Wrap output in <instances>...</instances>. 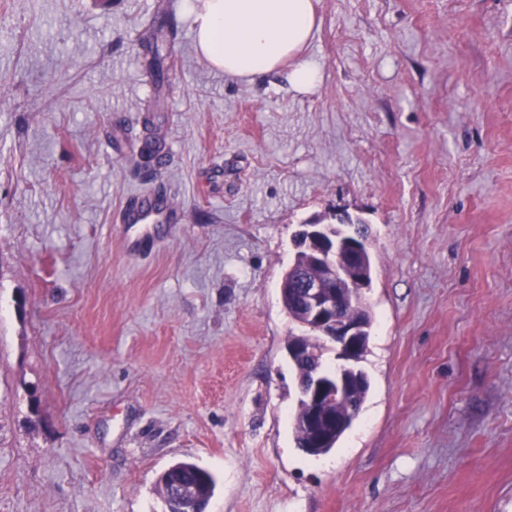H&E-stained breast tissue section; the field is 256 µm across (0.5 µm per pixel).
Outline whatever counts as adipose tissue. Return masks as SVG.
Masks as SVG:
<instances>
[{"label":"adipose tissue","mask_w":512,"mask_h":512,"mask_svg":"<svg viewBox=\"0 0 512 512\" xmlns=\"http://www.w3.org/2000/svg\"><path fill=\"white\" fill-rule=\"evenodd\" d=\"M196 48L235 80H254L289 65L300 93L318 86L319 70L301 54L314 27L313 0H192Z\"/></svg>","instance_id":"1"}]
</instances>
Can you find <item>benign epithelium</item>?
I'll list each match as a JSON object with an SVG mask.
<instances>
[{
  "label": "benign epithelium",
  "mask_w": 512,
  "mask_h": 512,
  "mask_svg": "<svg viewBox=\"0 0 512 512\" xmlns=\"http://www.w3.org/2000/svg\"><path fill=\"white\" fill-rule=\"evenodd\" d=\"M293 247L309 254L312 268L302 271L295 261L289 265L279 288L281 302L288 305L291 296L299 303L304 325L335 352L337 360L330 377L318 369L308 381L298 382L297 407L306 410L303 426L311 435L308 453L316 456L341 424L324 411V405L347 398L353 390L350 375L364 330L362 312L356 307L365 302L361 264L368 246L366 236L350 231L348 225L311 223L298 225ZM166 503L167 512H198L196 490L185 485L177 486Z\"/></svg>",
  "instance_id": "obj_1"
}]
</instances>
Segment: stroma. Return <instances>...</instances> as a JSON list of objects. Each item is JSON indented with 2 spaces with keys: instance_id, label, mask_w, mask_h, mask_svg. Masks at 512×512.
<instances>
[{
  "instance_id": "obj_1",
  "label": "stroma",
  "mask_w": 512,
  "mask_h": 512,
  "mask_svg": "<svg viewBox=\"0 0 512 512\" xmlns=\"http://www.w3.org/2000/svg\"><path fill=\"white\" fill-rule=\"evenodd\" d=\"M313 4L299 94L212 69L190 0H0V512H166L179 461L207 512H512V0ZM137 190L180 217L143 259L109 232ZM338 212L370 233V390L310 457L279 288Z\"/></svg>"
}]
</instances>
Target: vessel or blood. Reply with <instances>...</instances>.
Wrapping results in <instances>:
<instances>
[{"mask_svg":"<svg viewBox=\"0 0 512 512\" xmlns=\"http://www.w3.org/2000/svg\"><path fill=\"white\" fill-rule=\"evenodd\" d=\"M159 220L169 224L177 220L164 198L138 193L126 200L119 221L125 228L124 243L129 256L140 257L152 252L155 237L151 226Z\"/></svg>","mask_w":512,"mask_h":512,"instance_id":"b4317fda","label":"vessel or blood"}]
</instances>
